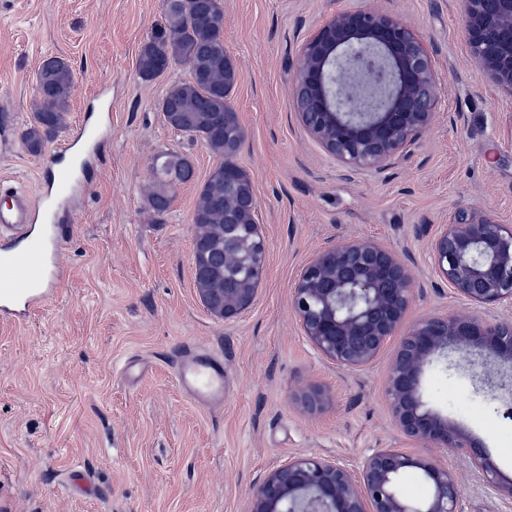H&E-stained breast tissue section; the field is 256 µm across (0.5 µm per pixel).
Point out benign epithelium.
<instances>
[{
    "mask_svg": "<svg viewBox=\"0 0 512 512\" xmlns=\"http://www.w3.org/2000/svg\"><path fill=\"white\" fill-rule=\"evenodd\" d=\"M462 27L488 79L512 93V0H458ZM438 81L432 50L392 13L359 9L337 14L301 47L293 94L297 115L322 148L350 171L379 172L407 152L431 124ZM258 224H238L225 212L224 268L247 259L250 274L224 279V293H199L207 310L232 321L255 301L266 268ZM431 264L453 293L484 310L512 309V225L465 210L442 224L429 243ZM419 285L404 259L371 240L339 243L301 269L292 305L302 335L337 367L367 368L397 335ZM463 353L473 377L488 358L512 364V320L464 315L420 318L398 342L385 392L401 448H375L358 469L315 454L296 456L249 489L248 512H461L459 477L416 445L463 454L486 486L512 498L484 446L448 418L426 407L427 367ZM312 388L299 399L306 410L323 403ZM419 469L432 492L408 498L402 476Z\"/></svg>",
    "mask_w": 512,
    "mask_h": 512,
    "instance_id": "7a95c632",
    "label": "benign epithelium"
}]
</instances>
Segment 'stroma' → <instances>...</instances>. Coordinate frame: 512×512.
<instances>
[{"instance_id":"35a3bbf8","label":"stroma","mask_w":512,"mask_h":512,"mask_svg":"<svg viewBox=\"0 0 512 512\" xmlns=\"http://www.w3.org/2000/svg\"><path fill=\"white\" fill-rule=\"evenodd\" d=\"M389 12L433 49L432 123L381 172L346 171L301 125L291 96L303 42L344 11ZM166 0H0V181L38 194L85 123L98 125L56 209L54 295L20 318L0 317V503L7 512H248L250 487L288 458L314 453L359 467L400 446L385 394L393 353L351 372L302 334L291 293L303 267L336 244L372 239L402 255L420 286L408 322L474 314L434 272L429 242L459 210L512 224V95L473 58L456 0H224V43L237 66L230 103L244 131L236 155L257 201L268 251L252 306L234 322L202 305L193 271V213L218 163L173 131L159 103L187 80L176 65L146 81L141 46L166 27ZM65 59L75 88L56 136L31 153L37 74ZM184 155L190 181L164 216L149 204V166ZM224 358V401L208 408L172 370L181 346ZM141 374L127 381L126 361ZM309 387L325 395L301 408ZM428 407L484 441L512 479V417L478 392L458 354L427 368ZM462 484L463 512H512L457 453L416 447ZM81 472L94 490L74 489Z\"/></svg>"}]
</instances>
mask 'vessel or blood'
<instances>
[{"label":"vessel or blood","mask_w":512,"mask_h":512,"mask_svg":"<svg viewBox=\"0 0 512 512\" xmlns=\"http://www.w3.org/2000/svg\"><path fill=\"white\" fill-rule=\"evenodd\" d=\"M64 185L44 184L40 197L12 191V202L0 208V266L11 269L0 281V315L28 311L48 294L54 230L49 222ZM179 385L202 406L224 397V360L194 346L184 347L173 363Z\"/></svg>","instance_id":"1"}]
</instances>
